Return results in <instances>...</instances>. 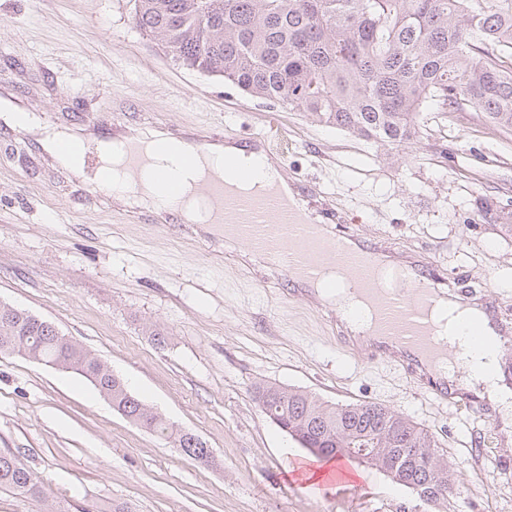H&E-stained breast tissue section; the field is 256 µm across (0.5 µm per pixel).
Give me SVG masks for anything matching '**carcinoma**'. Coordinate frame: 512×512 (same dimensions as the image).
<instances>
[{
  "label": "carcinoma",
  "instance_id": "1",
  "mask_svg": "<svg viewBox=\"0 0 512 512\" xmlns=\"http://www.w3.org/2000/svg\"><path fill=\"white\" fill-rule=\"evenodd\" d=\"M133 24L178 65L224 79L376 143L423 133V113L481 112L512 130V0H134ZM70 366L129 419L180 443L176 430L97 357L52 323L0 306V354ZM261 412L301 447L361 460L408 489L425 512H455L456 471L430 435L383 403L325 404L259 384ZM44 496L36 473L0 452V491Z\"/></svg>",
  "mask_w": 512,
  "mask_h": 512
}]
</instances>
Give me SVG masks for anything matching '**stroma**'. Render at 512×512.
Listing matches in <instances>:
<instances>
[{
  "label": "stroma",
  "instance_id": "stroma-1",
  "mask_svg": "<svg viewBox=\"0 0 512 512\" xmlns=\"http://www.w3.org/2000/svg\"><path fill=\"white\" fill-rule=\"evenodd\" d=\"M133 0H0V97L48 125L134 109L136 126L227 133L278 119L286 179L319 187L342 231L385 252L429 258L493 315L512 314V131L478 112L424 115L420 139L377 145L287 105L178 66L132 23ZM242 246L166 229L111 203H83L70 176L0 134V303L52 322L94 352L175 428L200 436L204 466L136 424L82 376L0 355V450L21 453L46 498L0 492V512H406L414 495L350 464L321 489L313 456L253 400L255 384L328 403L376 401L431 433L455 463L458 512H512V414L474 419L403 369L336 341L335 314L271 282ZM166 342L157 345L153 333Z\"/></svg>",
  "mask_w": 512,
  "mask_h": 512
}]
</instances>
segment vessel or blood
Here are the masks:
<instances>
[{
  "instance_id": "obj_1",
  "label": "vessel or blood",
  "mask_w": 512,
  "mask_h": 512,
  "mask_svg": "<svg viewBox=\"0 0 512 512\" xmlns=\"http://www.w3.org/2000/svg\"><path fill=\"white\" fill-rule=\"evenodd\" d=\"M125 119L120 112L99 119L75 115L74 122L82 126V133L63 138L52 149V159L59 165L74 156L82 158L83 169L75 186L87 201L108 199L111 173L105 169L101 156L115 150L122 155L124 169L134 176L130 192L142 193L150 188L139 177L149 158ZM273 137L270 131H249L237 134L236 143L247 152L258 148L266 155L284 158L283 150L272 148ZM180 139L184 153L192 158L206 157L223 143L222 138L202 130L183 133ZM194 192L205 202L214 231L242 238L262 252L270 261L273 279L317 282L328 268L341 267L371 312L375 334L384 344L379 351L381 357L409 373L416 372L423 361L447 357L448 344L437 336L431 319L440 302L442 285L433 262L412 263L396 287L384 288L373 266L380 246L355 241L351 236H327L309 208L273 188L245 193L208 171ZM425 379V391L433 398L484 417V406L470 394L449 392L446 382L433 374H426Z\"/></svg>"
}]
</instances>
